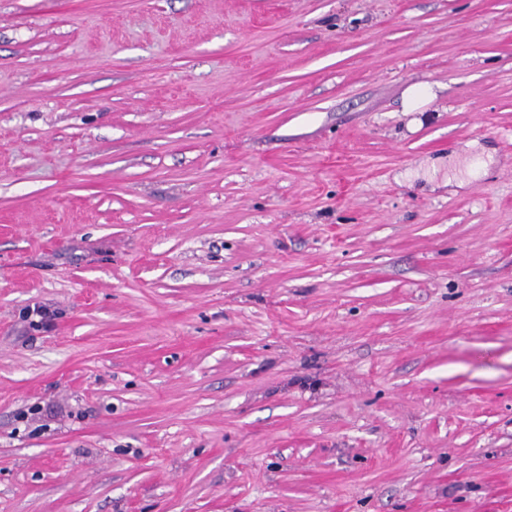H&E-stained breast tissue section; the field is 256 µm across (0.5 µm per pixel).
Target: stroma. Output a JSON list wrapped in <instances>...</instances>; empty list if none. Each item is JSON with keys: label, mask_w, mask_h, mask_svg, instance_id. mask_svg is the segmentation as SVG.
<instances>
[{"label": "stroma", "mask_w": 512, "mask_h": 512, "mask_svg": "<svg viewBox=\"0 0 512 512\" xmlns=\"http://www.w3.org/2000/svg\"><path fill=\"white\" fill-rule=\"evenodd\" d=\"M0 512H512V0H0Z\"/></svg>", "instance_id": "obj_1"}]
</instances>
